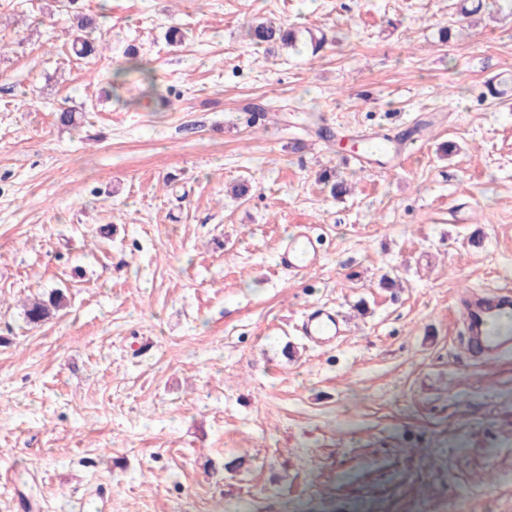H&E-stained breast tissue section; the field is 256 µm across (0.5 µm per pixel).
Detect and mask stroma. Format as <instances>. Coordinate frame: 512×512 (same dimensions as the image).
I'll list each match as a JSON object with an SVG mask.
<instances>
[{"mask_svg": "<svg viewBox=\"0 0 512 512\" xmlns=\"http://www.w3.org/2000/svg\"><path fill=\"white\" fill-rule=\"evenodd\" d=\"M483 3L444 44L460 0H79V59L67 0H0V512H512V360L454 311L512 279V11ZM295 224L324 258L291 276ZM322 304L350 332L316 348ZM247 35L254 45L270 46L280 43L291 47L296 41L294 30L284 24H275L271 21L252 22L248 26ZM66 296L61 291H52L46 299L33 302L26 310V317L32 323L46 320L53 311L64 308Z\"/></svg>", "mask_w": 512, "mask_h": 512, "instance_id": "35a3bbf8", "label": "stroma"}]
</instances>
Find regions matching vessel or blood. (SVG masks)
Masks as SVG:
<instances>
[{"label": "vessel or blood", "mask_w": 512, "mask_h": 512, "mask_svg": "<svg viewBox=\"0 0 512 512\" xmlns=\"http://www.w3.org/2000/svg\"><path fill=\"white\" fill-rule=\"evenodd\" d=\"M323 258L321 242L309 225H296L278 255L280 268L296 275L316 268ZM455 309L466 337L467 350L477 360L512 356V283L473 289L460 296ZM348 325L335 309L318 306L307 311L300 324L302 336L323 345L345 336Z\"/></svg>", "instance_id": "1"}]
</instances>
